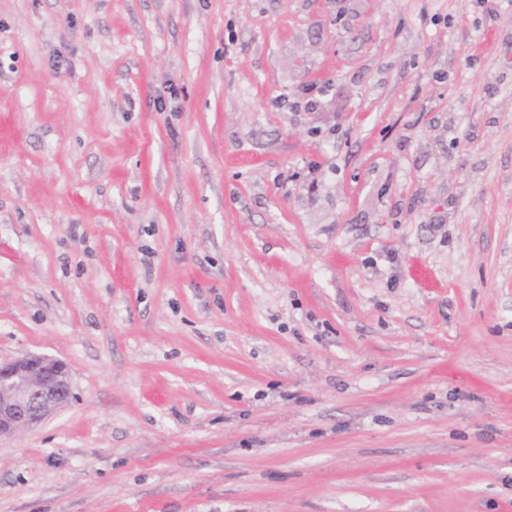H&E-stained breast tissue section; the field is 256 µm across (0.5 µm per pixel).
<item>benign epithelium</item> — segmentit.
I'll list each match as a JSON object with an SVG mask.
<instances>
[{"instance_id":"benign-epithelium-1","label":"benign epithelium","mask_w":512,"mask_h":512,"mask_svg":"<svg viewBox=\"0 0 512 512\" xmlns=\"http://www.w3.org/2000/svg\"><path fill=\"white\" fill-rule=\"evenodd\" d=\"M72 398L64 362L33 354L0 362V440L35 428Z\"/></svg>"}]
</instances>
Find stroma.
I'll return each mask as SVG.
<instances>
[{
	"label": "stroma",
	"instance_id": "1",
	"mask_svg": "<svg viewBox=\"0 0 512 512\" xmlns=\"http://www.w3.org/2000/svg\"><path fill=\"white\" fill-rule=\"evenodd\" d=\"M28 353L0 512H512V0H0ZM72 398L64 362L33 354L0 362V440L35 428Z\"/></svg>",
	"mask_w": 512,
	"mask_h": 512
}]
</instances>
